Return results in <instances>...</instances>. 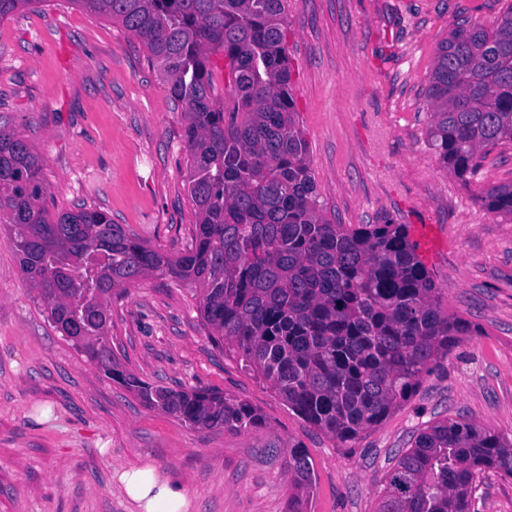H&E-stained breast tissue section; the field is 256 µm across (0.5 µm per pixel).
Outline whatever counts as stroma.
I'll list each match as a JSON object with an SVG mask.
<instances>
[{
  "label": "stroma",
  "mask_w": 512,
  "mask_h": 512,
  "mask_svg": "<svg viewBox=\"0 0 512 512\" xmlns=\"http://www.w3.org/2000/svg\"><path fill=\"white\" fill-rule=\"evenodd\" d=\"M507 0H288L291 89L322 215L335 224H429L424 260L441 305L480 329L353 447L288 409L225 355L193 294L150 277L110 304L112 349L142 379L245 399L266 427L192 428L145 407L63 336L0 224V512H136L124 470L152 464L186 482L189 512H286L288 448L317 477L311 512H376L398 451L439 419L512 438V218L480 196L512 182V147L484 149L458 179L427 142V89L453 22L491 24ZM0 126L38 153L44 203L105 212L178 254L196 222L185 117L144 43L67 0L0 19ZM477 512H512V477L490 473Z\"/></svg>",
  "instance_id": "1"
}]
</instances>
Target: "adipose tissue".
Masks as SVG:
<instances>
[{"mask_svg": "<svg viewBox=\"0 0 512 512\" xmlns=\"http://www.w3.org/2000/svg\"><path fill=\"white\" fill-rule=\"evenodd\" d=\"M120 482L139 512H187L190 499L183 481L161 475L152 465L124 472Z\"/></svg>", "mask_w": 512, "mask_h": 512, "instance_id": "adipose-tissue-1", "label": "adipose tissue"}]
</instances>
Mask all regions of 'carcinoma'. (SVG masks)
<instances>
[{"mask_svg": "<svg viewBox=\"0 0 512 512\" xmlns=\"http://www.w3.org/2000/svg\"><path fill=\"white\" fill-rule=\"evenodd\" d=\"M119 22L147 47L181 104L197 221L178 255L151 248L103 212L53 216L42 165L0 130V216L22 272L60 331L105 377L193 427L266 426L245 399L149 383L112 351V295L155 274L195 292L203 325L288 408L341 447L405 403L475 325L444 311L404 224H333L320 213L291 94L287 0H68ZM224 57V95L211 55ZM428 138L465 181L478 151L512 145V3L495 25L461 21L438 46ZM486 209L512 218V182ZM288 512H311L307 450L288 448ZM489 472L512 477V439L436 421L396 458L376 512H475Z\"/></svg>", "mask_w": 512, "mask_h": 512, "instance_id": "cac0c4a2", "label": "carcinoma"}]
</instances>
